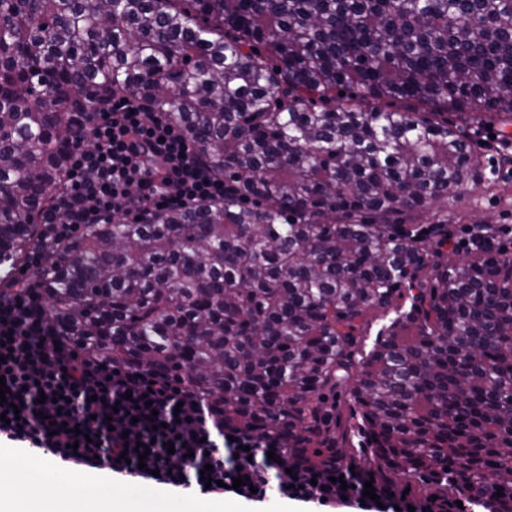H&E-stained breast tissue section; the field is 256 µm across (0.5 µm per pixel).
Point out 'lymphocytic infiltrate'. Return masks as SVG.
Returning <instances> with one entry per match:
<instances>
[{
	"label": "lymphocytic infiltrate",
	"mask_w": 512,
	"mask_h": 512,
	"mask_svg": "<svg viewBox=\"0 0 512 512\" xmlns=\"http://www.w3.org/2000/svg\"><path fill=\"white\" fill-rule=\"evenodd\" d=\"M224 195V181L168 113L149 112L130 94L97 112L76 143L66 188L41 223L63 233L78 224H106L184 209ZM0 436L49 451L76 465L159 470L168 482L210 470L232 484L224 462V431L192 397L164 378L114 370L87 353L56 344L23 294L0 296ZM146 448L139 460L138 448ZM176 452L181 463L167 459Z\"/></svg>",
	"instance_id": "obj_1"
}]
</instances>
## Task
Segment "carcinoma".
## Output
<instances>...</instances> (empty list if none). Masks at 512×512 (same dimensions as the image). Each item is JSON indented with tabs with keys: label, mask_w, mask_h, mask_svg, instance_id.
Segmentation results:
<instances>
[{
	"label": "carcinoma",
	"mask_w": 512,
	"mask_h": 512,
	"mask_svg": "<svg viewBox=\"0 0 512 512\" xmlns=\"http://www.w3.org/2000/svg\"><path fill=\"white\" fill-rule=\"evenodd\" d=\"M0 25L1 295L203 401L243 473L512 512V251L450 260L448 219L418 223L475 180L469 128L512 124V0H8ZM114 93L169 113L224 199L47 238Z\"/></svg>",
	"instance_id": "1"
}]
</instances>
